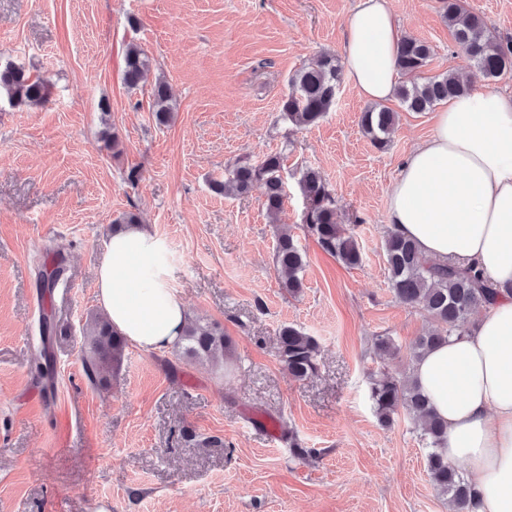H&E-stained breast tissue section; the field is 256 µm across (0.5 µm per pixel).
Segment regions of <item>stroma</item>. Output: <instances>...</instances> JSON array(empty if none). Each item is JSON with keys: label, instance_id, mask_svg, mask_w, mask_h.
Listing matches in <instances>:
<instances>
[{"label": "stroma", "instance_id": "1", "mask_svg": "<svg viewBox=\"0 0 512 512\" xmlns=\"http://www.w3.org/2000/svg\"><path fill=\"white\" fill-rule=\"evenodd\" d=\"M355 0H0V63L46 81L44 106L0 102V512H448L426 467L421 428L398 411L381 425L370 376H403L406 348L431 326L396 300L383 245L387 192L408 152L429 137L427 112L398 114L385 150L363 135L365 107L350 79L316 126L281 117L288 79L320 54H341ZM490 32L512 41V0H465ZM405 35L433 50L426 75L459 73L475 91L512 93V74L486 83L438 0H391ZM137 44L150 58L138 88L123 81ZM164 78L171 121L158 125L151 89ZM109 112H102V103ZM113 129L119 148L106 147ZM283 157L288 198L278 221L263 190L214 192L236 160ZM318 169L337 221L362 253L350 268L303 226L297 187ZM168 244L169 281L192 316L233 340L224 363L177 349L126 350L107 383L88 379L87 314L96 269L123 213ZM306 255L291 296L274 267L277 224ZM64 260L63 289L39 301L33 254ZM67 324L54 344L57 385L46 397L31 370L42 311ZM294 324L319 345L318 371L298 380L278 355ZM401 351L380 355L375 336ZM281 417L316 449L294 458L265 425Z\"/></svg>", "mask_w": 512, "mask_h": 512}]
</instances>
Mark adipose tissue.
Segmentation results:
<instances>
[{"label": "adipose tissue", "mask_w": 512, "mask_h": 512, "mask_svg": "<svg viewBox=\"0 0 512 512\" xmlns=\"http://www.w3.org/2000/svg\"><path fill=\"white\" fill-rule=\"evenodd\" d=\"M343 64L363 101L389 102L403 38L390 0H357L345 19ZM434 131L388 193L390 231L421 253L490 276L498 292L461 335L426 352L411 375L463 462L468 512H512V96L468 92L433 115ZM168 244L142 226L117 231L99 261L96 294L115 330L139 348L178 340L189 313L167 279Z\"/></svg>", "instance_id": "obj_1"}]
</instances>
